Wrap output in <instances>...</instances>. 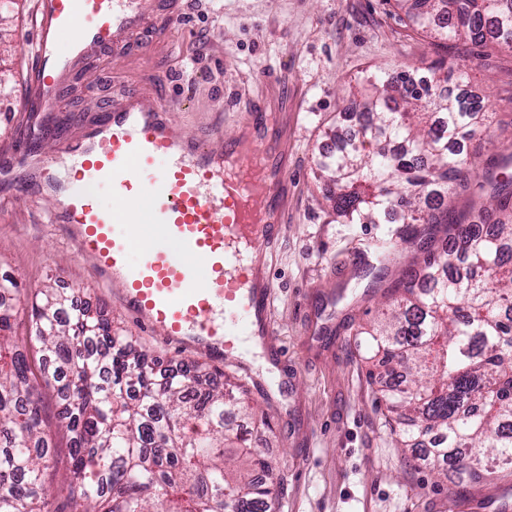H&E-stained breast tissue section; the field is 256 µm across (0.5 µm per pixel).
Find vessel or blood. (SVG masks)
<instances>
[{
	"instance_id": "obj_1",
	"label": "vessel or blood",
	"mask_w": 512,
	"mask_h": 512,
	"mask_svg": "<svg viewBox=\"0 0 512 512\" xmlns=\"http://www.w3.org/2000/svg\"><path fill=\"white\" fill-rule=\"evenodd\" d=\"M151 0H36V41L29 70L23 138L44 135L72 57L108 41L141 45ZM77 31L68 51L57 36ZM176 102L133 92L60 159L20 152L0 175L22 194H51L54 223L73 235L97 275L117 281L119 299L142 328L191 344L213 362L239 338L275 335L272 287L243 256L246 247L273 248L288 213V82L263 77L237 136L222 148L213 131L186 137L173 121Z\"/></svg>"
}]
</instances>
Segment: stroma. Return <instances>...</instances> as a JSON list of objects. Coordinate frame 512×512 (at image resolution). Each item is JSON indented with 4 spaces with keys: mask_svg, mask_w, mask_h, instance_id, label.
<instances>
[{
    "mask_svg": "<svg viewBox=\"0 0 512 512\" xmlns=\"http://www.w3.org/2000/svg\"><path fill=\"white\" fill-rule=\"evenodd\" d=\"M34 3L20 0L18 14L0 23V73L14 83L12 95L0 100V161L22 145ZM183 3L181 24L153 37L147 51L107 43L73 61L56 106L43 115L48 134L42 151H64L98 123L101 110L140 88L180 102L174 120L186 136H197L219 113L221 138H232L251 108L258 76L286 78L302 109L288 119L289 221L276 251L258 253L273 284L276 335L263 351L269 368L253 357L214 363L140 329L121 307L118 285L97 278L63 226L50 222L53 197H25L16 182L2 180L0 275L14 277L28 293L73 292L93 316L148 349L157 372L188 368L219 382L228 375L238 379L272 424L267 431L252 419L240 421L279 481V512H461L450 480L407 465L396 446L405 421L377 401L355 334L382 299L363 255L384 228L335 222L315 156L338 113L352 109L351 86L387 63L415 78L426 75L444 54L472 66L485 104L512 129V50L443 44L399 21L391 0ZM41 391L43 421L57 432L46 480L59 488L68 475V436L58 427L53 385Z\"/></svg>",
    "mask_w": 512,
    "mask_h": 512,
    "instance_id": "obj_1",
    "label": "stroma"
}]
</instances>
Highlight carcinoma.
I'll return each mask as SVG.
<instances>
[{
	"label": "carcinoma",
	"instance_id": "carcinoma-1",
	"mask_svg": "<svg viewBox=\"0 0 512 512\" xmlns=\"http://www.w3.org/2000/svg\"><path fill=\"white\" fill-rule=\"evenodd\" d=\"M422 31L448 41L490 38L512 49V0H395ZM418 82L389 68L368 79L372 93L353 113L358 129L334 132L336 151L319 152L316 169L338 224H386L370 271L384 278L401 250L420 252L424 283L406 269L386 290L376 318L361 327L365 359L380 357L405 387L369 371L380 399L412 428L400 445L414 450L427 434L433 452L413 456L451 476L458 488L512 475V153L479 170L474 142L493 143V113L466 90V66L441 57ZM456 78L452 95L439 82ZM470 209L448 219V202ZM486 212L490 234L477 231ZM444 225L469 273L449 275L450 255L434 248ZM74 295L45 290L20 307V289L0 280V512H52L45 486L55 457L42 428L39 385L27 350L40 352L43 377L56 383L59 426L70 433V475L60 492L68 512H275L278 492L259 475L269 464L235 425L247 415L243 385L205 375L156 385L153 359L127 336L73 305ZM24 313L26 335L14 334ZM446 457L448 467L440 464Z\"/></svg>",
	"mask_w": 512,
	"mask_h": 512
}]
</instances>
